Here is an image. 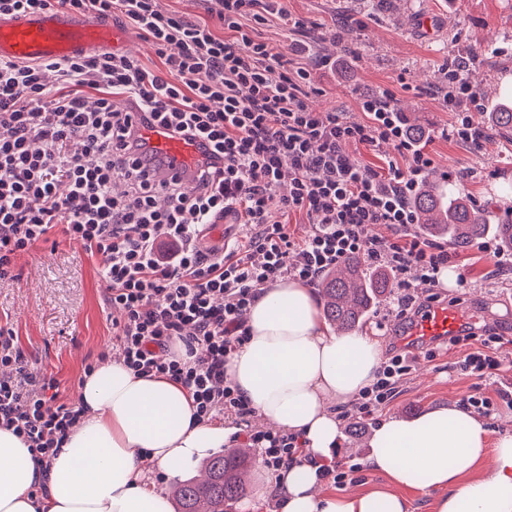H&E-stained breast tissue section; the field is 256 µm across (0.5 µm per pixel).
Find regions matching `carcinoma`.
I'll return each instance as SVG.
<instances>
[{"label":"carcinoma","instance_id":"cac0c4a2","mask_svg":"<svg viewBox=\"0 0 512 512\" xmlns=\"http://www.w3.org/2000/svg\"><path fill=\"white\" fill-rule=\"evenodd\" d=\"M495 134L512 139V105L505 103L489 116ZM419 229L430 237H446L457 248L494 234L501 247L512 253V219L492 224L485 211L475 208L464 195L445 191L434 181L421 183L411 200ZM385 281L367 276L362 260L352 257L339 270L321 281L324 319L336 329L351 332L366 322L376 300L385 291ZM249 455L239 449L209 458L205 477H189L174 490L176 512H228V506L249 493L243 474Z\"/></svg>","mask_w":512,"mask_h":512}]
</instances>
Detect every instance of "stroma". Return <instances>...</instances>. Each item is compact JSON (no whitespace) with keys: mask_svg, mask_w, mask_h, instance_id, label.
I'll return each instance as SVG.
<instances>
[{"mask_svg":"<svg viewBox=\"0 0 512 512\" xmlns=\"http://www.w3.org/2000/svg\"><path fill=\"white\" fill-rule=\"evenodd\" d=\"M289 13L311 24L305 40L314 58L330 59L317 73V109H335L363 120L362 95L389 91L404 117L427 132L434 166L428 175L486 209L492 221L512 218V141L488 130L486 114L499 99H512V0H285ZM466 63L472 82L485 91L470 119L484 131L481 148L443 135L455 120L443 103L448 68ZM450 269L465 286L432 290L418 286V303L438 296L473 319L476 335L503 336L495 355L497 374L467 375L460 365L473 351L471 341L422 349L414 369L394 397L365 427L342 420L335 451L361 464L346 481L349 489L382 483L364 468L373 432L389 416L412 418L425 411L460 405L473 388L492 398L484 421L493 435L512 432V405L499 400L512 392V271L497 267L478 245L455 249ZM13 279L0 281V326L12 329L29 368L58 381L60 398L70 402L86 365L105 366L117 357L113 335L122 314L107 301V282L98 258L63 235L35 243L17 257Z\"/></svg>","mask_w":512,"mask_h":512,"instance_id":"1","label":"stroma"}]
</instances>
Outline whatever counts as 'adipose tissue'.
<instances>
[{"label":"adipose tissue","instance_id":"1","mask_svg":"<svg viewBox=\"0 0 512 512\" xmlns=\"http://www.w3.org/2000/svg\"><path fill=\"white\" fill-rule=\"evenodd\" d=\"M246 327L225 374L261 421L303 445L274 478L277 512H409L410 491L435 492L433 512H512V434L492 436L461 407L383 422L365 463L385 484L325 490L321 466L336 444L335 411L373 384L380 342L327 332L312 289L294 280L259 288ZM76 403L86 414L45 467L0 427V512H173L143 457L174 480L237 431L197 420L181 384L135 376L118 359L80 379Z\"/></svg>","mask_w":512,"mask_h":512}]
</instances>
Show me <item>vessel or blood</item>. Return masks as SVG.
I'll return each instance as SVG.
<instances>
[{
	"mask_svg": "<svg viewBox=\"0 0 512 512\" xmlns=\"http://www.w3.org/2000/svg\"><path fill=\"white\" fill-rule=\"evenodd\" d=\"M126 37L113 26L52 9L17 18H0V59L48 61L76 53L95 56L109 48H126ZM138 137L151 161L156 180L178 181L187 190L199 184L198 170L207 159L201 140H189L158 125H142ZM469 317L444 303H430L400 331V343L409 350L441 344L449 337L467 335Z\"/></svg>",
	"mask_w": 512,
	"mask_h": 512,
	"instance_id": "b4317fda",
	"label": "vessel or blood"
}]
</instances>
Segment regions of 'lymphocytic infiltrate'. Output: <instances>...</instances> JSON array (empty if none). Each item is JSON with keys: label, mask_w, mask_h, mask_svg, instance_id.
I'll return each instance as SVG.
<instances>
[{"label": "lymphocytic infiltrate", "mask_w": 512, "mask_h": 512, "mask_svg": "<svg viewBox=\"0 0 512 512\" xmlns=\"http://www.w3.org/2000/svg\"><path fill=\"white\" fill-rule=\"evenodd\" d=\"M206 2L222 32L161 0H0V18L52 8L123 17L161 61L154 71L114 52L0 60V280L38 241L59 232L80 242L100 259L108 300L124 313L115 336L125 366L181 384L200 421L223 410L253 413L226 381L224 363L247 339L242 315L258 288L283 279L313 286L358 256L391 273L395 315L403 318L415 308L416 284L437 286L450 259L416 229L410 200L434 159L392 96H362V122L312 108L321 60L295 61L253 35L254 25L272 18L292 34L307 21L288 14L282 0ZM443 101L457 115L450 137L480 147L482 132L461 111L478 102L464 67L449 70ZM139 118L207 141L224 161L218 178L191 194L175 181L157 184L135 136ZM381 142L394 143L403 164L383 172L342 150ZM118 173L129 184L121 195L112 192ZM285 179L290 192L277 197ZM274 204L304 214L311 232L298 239L270 220ZM231 215L247 226L245 242L201 250V229ZM377 224L390 236L373 235ZM412 362L395 350L381 363L353 409L357 424L391 399ZM82 413L61 401L55 380L29 369L13 331L0 327V425L45 462ZM245 437L270 471L301 451L293 436L250 428Z\"/></svg>", "instance_id": "lymphocytic-infiltrate-1"}]
</instances>
